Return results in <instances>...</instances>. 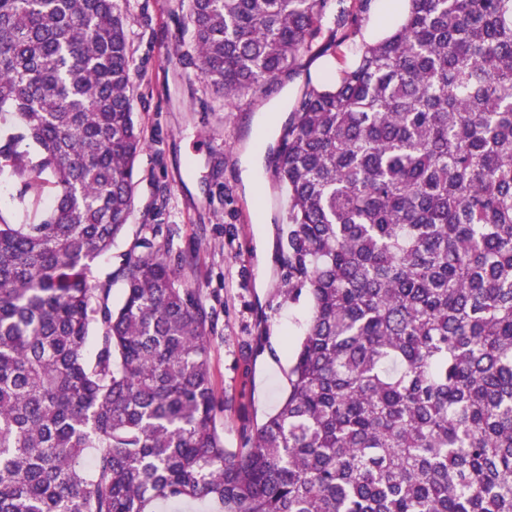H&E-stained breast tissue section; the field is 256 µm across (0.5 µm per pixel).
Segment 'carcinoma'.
<instances>
[{
  "mask_svg": "<svg viewBox=\"0 0 512 512\" xmlns=\"http://www.w3.org/2000/svg\"><path fill=\"white\" fill-rule=\"evenodd\" d=\"M326 2L181 0L186 65L223 101L289 81ZM128 12L0 0V512H512V0H408L306 81L265 161L311 318L234 451L184 257L91 271L147 148ZM155 512H219L220 507L208 501H187L182 503H158L152 508Z\"/></svg>",
  "mask_w": 512,
  "mask_h": 512,
  "instance_id": "1",
  "label": "carcinoma"
}]
</instances>
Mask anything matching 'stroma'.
<instances>
[{
    "label": "stroma",
    "mask_w": 512,
    "mask_h": 512,
    "mask_svg": "<svg viewBox=\"0 0 512 512\" xmlns=\"http://www.w3.org/2000/svg\"><path fill=\"white\" fill-rule=\"evenodd\" d=\"M130 51L139 75L134 110L149 147L136 162L133 206L125 234L92 264L94 276H111L146 244L185 256L181 280L198 289L211 314L209 362L221 405L217 428L229 449L275 408L288 387L294 347L311 313L308 296L291 297L281 265L282 228L288 199L270 171H263L258 198L242 182V157L253 148V117L266 111L277 88L256 89L216 107L211 91L184 66L179 40L180 0H130ZM327 0L330 18L345 16L336 48L301 56L287 83L296 99L306 81L324 82L327 67L342 71L354 48L384 36L399 22L383 0ZM266 223H258L259 214Z\"/></svg>",
    "instance_id": "obj_1"
}]
</instances>
